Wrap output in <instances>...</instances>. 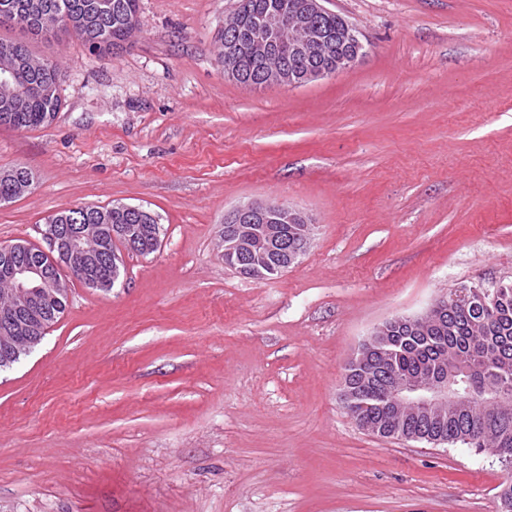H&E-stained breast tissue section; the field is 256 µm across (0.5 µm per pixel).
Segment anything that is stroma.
I'll return each instance as SVG.
<instances>
[{
	"label": "stroma",
	"mask_w": 512,
	"mask_h": 512,
	"mask_svg": "<svg viewBox=\"0 0 512 512\" xmlns=\"http://www.w3.org/2000/svg\"><path fill=\"white\" fill-rule=\"evenodd\" d=\"M132 44L75 35L47 126L0 127V244L41 248L76 205L139 206L161 243L112 291L68 282L45 338L0 371V512H498L495 457L382 437L340 400L373 329L512 281V0H328L364 45L300 86L216 61L236 0H140ZM313 226L257 281L224 264L226 210ZM26 176H30V172L21 166L0 171V203L11 202L20 196L18 192V184L21 181H25ZM30 185L31 180L25 181L24 191L28 190Z\"/></svg>",
	"instance_id": "stroma-1"
}]
</instances>
